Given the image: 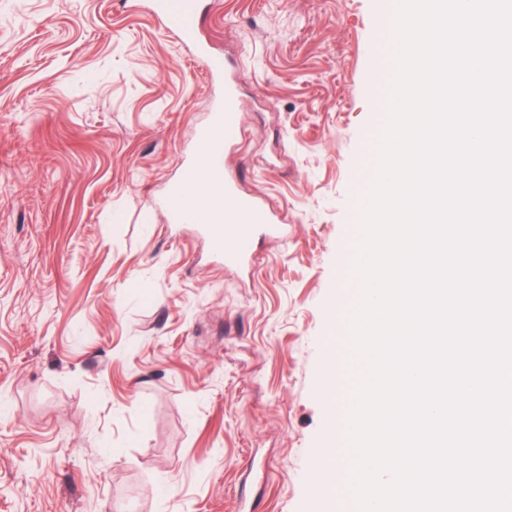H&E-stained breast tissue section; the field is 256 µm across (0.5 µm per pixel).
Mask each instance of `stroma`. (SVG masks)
Instances as JSON below:
<instances>
[{
    "label": "stroma",
    "instance_id": "stroma-1",
    "mask_svg": "<svg viewBox=\"0 0 512 512\" xmlns=\"http://www.w3.org/2000/svg\"><path fill=\"white\" fill-rule=\"evenodd\" d=\"M390 0H202L288 226L245 271L163 202L221 88L134 0H0V512H341L334 303Z\"/></svg>",
    "mask_w": 512,
    "mask_h": 512
}]
</instances>
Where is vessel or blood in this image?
<instances>
[{
  "mask_svg": "<svg viewBox=\"0 0 512 512\" xmlns=\"http://www.w3.org/2000/svg\"><path fill=\"white\" fill-rule=\"evenodd\" d=\"M152 13L170 28L176 40L184 46L195 47L207 73L222 77L225 62L222 56L212 54L199 45V0H149ZM242 129V114L238 107L236 89L232 84L224 86V103L216 107L209 123L198 132L199 147L189 158L183 173L184 180L202 184L207 196L208 209H198L185 203L179 186H172L164 203L167 224L195 225L208 240L214 257L228 268L250 265L254 260V244L257 235L272 238L285 235L282 225L276 224L271 211L256 196L243 193L236 179L225 169V152L236 144ZM380 131H373V144L359 172L356 187L367 189L374 176ZM223 209L224 223H215L210 210ZM353 383L346 369L336 372V409L339 420H346L352 405ZM336 450V487L343 494H350L349 474L354 453L345 435H338Z\"/></svg>",
  "mask_w": 512,
  "mask_h": 512,
  "instance_id": "vessel-or-blood-1",
  "label": "vessel or blood"
}]
</instances>
